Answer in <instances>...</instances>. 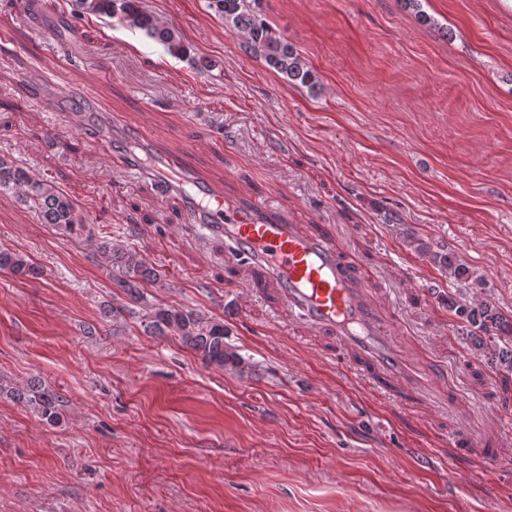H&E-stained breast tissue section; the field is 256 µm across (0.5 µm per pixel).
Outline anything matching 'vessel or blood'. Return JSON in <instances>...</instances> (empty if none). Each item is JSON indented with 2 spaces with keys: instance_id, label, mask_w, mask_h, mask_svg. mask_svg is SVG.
Instances as JSON below:
<instances>
[{
  "instance_id": "obj_1",
  "label": "vessel or blood",
  "mask_w": 512,
  "mask_h": 512,
  "mask_svg": "<svg viewBox=\"0 0 512 512\" xmlns=\"http://www.w3.org/2000/svg\"><path fill=\"white\" fill-rule=\"evenodd\" d=\"M134 170L152 176L164 193L193 185L185 200L191 223L223 236L262 270L291 315L335 334L337 346L359 359L370 382L383 389L392 378L408 376L407 362L393 345L391 322L379 314L372 293L332 240L301 232L264 204L240 208L223 192L195 181L176 159L152 157Z\"/></svg>"
}]
</instances>
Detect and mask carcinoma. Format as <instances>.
I'll return each instance as SVG.
<instances>
[{
	"instance_id": "1",
	"label": "carcinoma",
	"mask_w": 512,
	"mask_h": 512,
	"mask_svg": "<svg viewBox=\"0 0 512 512\" xmlns=\"http://www.w3.org/2000/svg\"><path fill=\"white\" fill-rule=\"evenodd\" d=\"M85 12L105 15L131 28L139 29L149 38L162 44L175 58L188 56L180 33L173 27L159 23L144 10L140 0H76ZM258 0H209V8L224 19L225 28L244 35L246 53L261 59L289 82L314 89L319 85L317 72L304 60L300 52L283 37L276 35L272 27L257 10ZM0 193H11L24 206L39 213L44 223L54 224L59 229L75 234L85 229L86 219L78 212L72 198L52 182L35 179L26 170L12 161L0 157ZM96 250L112 265V280L115 285L130 295L134 302L144 299L140 288L155 285L160 280L159 272L149 265L136 250L114 246L104 239L96 243ZM416 250L430 258L434 264L454 269L462 277L467 270L454 265L450 256L434 250L425 243H418ZM0 271L20 279H36L42 269L31 258L20 251L0 249ZM456 314L480 325L483 333L493 332L508 336L512 341V320L508 321L495 308L486 306L473 310L463 304L456 306ZM146 328L154 336L177 335L182 344L209 365L234 370L240 374L253 371V364L245 359L231 344L224 341L227 333L224 321L207 320L192 310L170 305L154 306L146 317ZM479 347L487 349L497 357L499 365L512 373V348L502 350L496 338L480 340ZM13 398L32 407L48 425L61 423L63 396L33 380L23 390H12Z\"/></svg>"
}]
</instances>
